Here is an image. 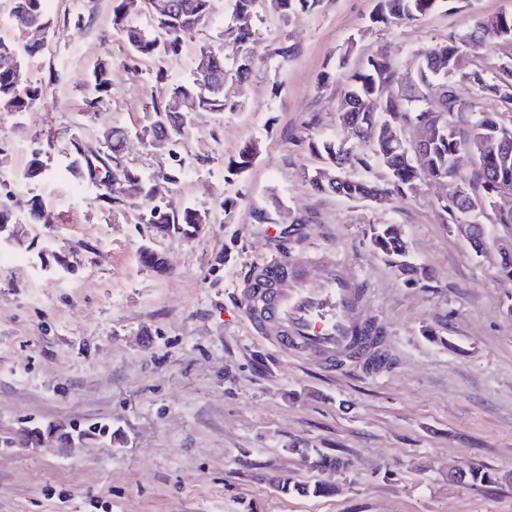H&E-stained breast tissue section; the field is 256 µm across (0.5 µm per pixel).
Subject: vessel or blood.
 <instances>
[{"label":"vessel or blood","mask_w":512,"mask_h":512,"mask_svg":"<svg viewBox=\"0 0 512 512\" xmlns=\"http://www.w3.org/2000/svg\"><path fill=\"white\" fill-rule=\"evenodd\" d=\"M319 287L279 253L257 264L241 289V306L253 328L284 351L326 363L365 352L370 345L360 321L361 296L341 262L316 258Z\"/></svg>","instance_id":"1"}]
</instances>
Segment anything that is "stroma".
I'll list each match as a JSON object with an SVG mask.
<instances>
[{
	"label": "stroma",
	"instance_id": "stroma-1",
	"mask_svg": "<svg viewBox=\"0 0 512 512\" xmlns=\"http://www.w3.org/2000/svg\"><path fill=\"white\" fill-rule=\"evenodd\" d=\"M375 7L258 12L252 79L224 83L236 111L189 113L174 150L143 139L145 108L192 80L201 47L233 41L232 0H216L212 23L178 56L141 64L128 60L112 0H47L46 49L21 59L42 94L28 111L0 112V202L14 230L0 238V512H512V282L441 223L447 185L373 204L317 193L304 177L319 164L308 142L337 133L346 46L349 66L384 53L403 67L472 17L512 12V0H453L379 25ZM106 52L112 95L92 115L86 82ZM115 126L130 140L128 165L152 176L169 211L205 214L200 230L159 232L121 189L104 202L66 171L72 141L102 147ZM252 144L254 165L228 176ZM35 156L46 175L29 180ZM178 159L173 185L164 174ZM33 197L48 223L29 222ZM273 223L284 238L269 236ZM384 223L400 226L432 286L406 284L370 248L369 226ZM146 247L163 270L141 264ZM282 249L341 260L391 368L331 370L251 330L239 288ZM92 424L109 435L59 439ZM319 456L336 468L313 467ZM472 464L498 483L452 479ZM286 477L331 492L285 494Z\"/></svg>",
	"mask_w": 512,
	"mask_h": 512
}]
</instances>
